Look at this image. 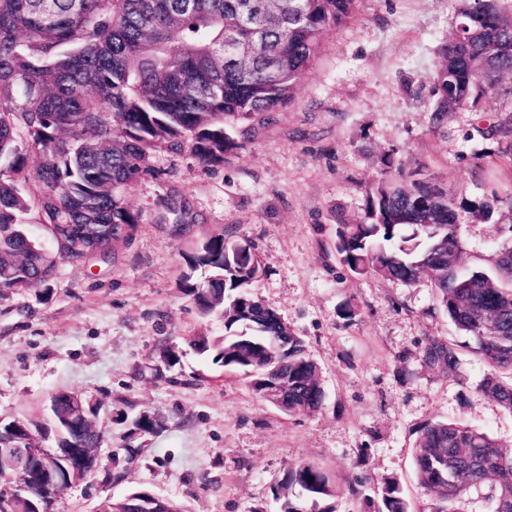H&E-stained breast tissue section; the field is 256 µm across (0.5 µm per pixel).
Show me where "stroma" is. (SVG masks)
Returning a JSON list of instances; mask_svg holds the SVG:
<instances>
[{
	"label": "stroma",
	"mask_w": 512,
	"mask_h": 512,
	"mask_svg": "<svg viewBox=\"0 0 512 512\" xmlns=\"http://www.w3.org/2000/svg\"><path fill=\"white\" fill-rule=\"evenodd\" d=\"M457 0H360L328 33L295 104L268 124L225 129L239 147L204 168L189 150L155 151L153 174L126 190L140 215L107 258L58 262L48 293L0 295V418H44L67 389L100 402L95 475L67 487L53 512H94L145 489L187 512H279L283 475L310 462L339 488L336 512H375L397 478L411 512L431 501L413 445L427 424L459 419L512 444V413L478 396L487 367L471 338L437 310L428 275L409 285L359 277L339 262L337 215H360L383 155L426 165L450 194L512 193V141L488 135L512 99L431 120L430 78L459 19ZM464 265L512 246V219L461 214ZM248 240L264 274L256 295L303 336L321 368L323 406L289 416L190 345L224 333L179 288L190 246L216 232ZM352 302L346 320L339 308ZM457 345L461 374L428 365L430 339ZM148 415L152 432L134 430Z\"/></svg>",
	"instance_id": "35a3bbf8"
}]
</instances>
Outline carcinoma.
Masks as SVG:
<instances>
[{"label": "carcinoma", "instance_id": "carcinoma-1", "mask_svg": "<svg viewBox=\"0 0 512 512\" xmlns=\"http://www.w3.org/2000/svg\"><path fill=\"white\" fill-rule=\"evenodd\" d=\"M358 0H0V292L48 288L56 265L31 224H128L139 214L125 187L151 172L150 155L186 147L206 166L237 148L228 121L279 112L316 66L326 33L353 19ZM460 23L443 48L432 83L437 125L465 100L472 108L508 86L512 96V12L502 0H458ZM238 32L239 54L226 51ZM26 135L27 147L16 134ZM40 157L34 169L27 151ZM370 179L364 216L336 222L339 261L356 276L410 284L425 272L437 307L475 341L488 371L482 398L512 412V248L490 268L463 272L459 212L487 222L512 215V195L491 200L445 197L422 171ZM225 232L187 254L205 280L182 278L200 316L221 309L224 336L200 335L193 345L214 354L226 372H241L262 396L265 377L288 373V415L318 410L321 370L302 337L288 338L284 365L269 352L275 311L252 303L256 269L250 258L224 256ZM424 360L457 375L453 343L433 339ZM92 448L79 419L64 430ZM419 484L434 495L431 512H465L475 499L488 512H512V446L465 421H437L414 443ZM322 468L303 463L279 485L281 512L301 501L336 496ZM377 512H409L395 478L383 480Z\"/></svg>", "mask_w": 512, "mask_h": 512}]
</instances>
